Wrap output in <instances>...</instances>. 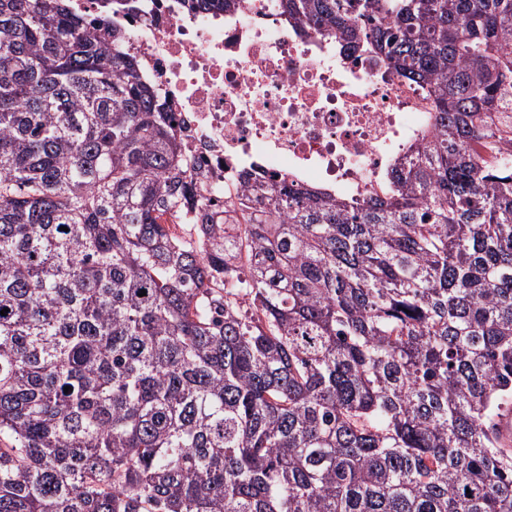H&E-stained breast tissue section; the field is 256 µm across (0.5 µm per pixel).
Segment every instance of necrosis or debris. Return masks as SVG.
<instances>
[{"label":"necrosis or debris","mask_w":512,"mask_h":512,"mask_svg":"<svg viewBox=\"0 0 512 512\" xmlns=\"http://www.w3.org/2000/svg\"><path fill=\"white\" fill-rule=\"evenodd\" d=\"M133 4L110 24L164 92L213 205H229L246 171L362 201L386 191L392 165L434 132L425 86L378 58L348 57L330 35L297 31L281 0L192 12L182 0Z\"/></svg>","instance_id":"1"}]
</instances>
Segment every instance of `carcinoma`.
I'll return each instance as SVG.
<instances>
[{
	"instance_id": "carcinoma-1",
	"label": "carcinoma",
	"mask_w": 512,
	"mask_h": 512,
	"mask_svg": "<svg viewBox=\"0 0 512 512\" xmlns=\"http://www.w3.org/2000/svg\"><path fill=\"white\" fill-rule=\"evenodd\" d=\"M283 13L428 87L385 194L211 208L120 32L0 0V512H512V0Z\"/></svg>"
}]
</instances>
